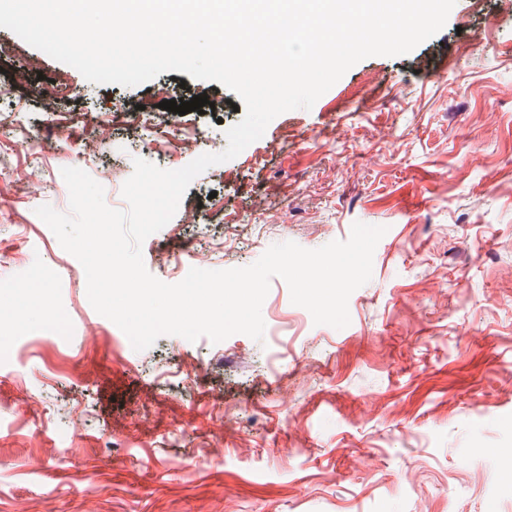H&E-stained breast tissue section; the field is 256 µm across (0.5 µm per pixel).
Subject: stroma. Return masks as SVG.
<instances>
[{
  "mask_svg": "<svg viewBox=\"0 0 512 512\" xmlns=\"http://www.w3.org/2000/svg\"><path fill=\"white\" fill-rule=\"evenodd\" d=\"M0 51V83L16 88L6 121L53 129L126 105L156 115L113 126L93 155L88 125L42 158L17 144L0 161V195L27 175L0 223V254L26 256L0 266L16 284L0 317L28 313L0 341V512H512V0H456L410 53L359 61L311 109L280 114L196 177L179 216L144 241L147 270L174 284L159 249L186 270H223L276 243L316 249L357 222L385 227L347 327L314 324L276 277L259 341L164 335L134 350L35 213L68 212L65 167L97 179L132 173L137 157L179 169L222 152L238 95L181 71L97 85L5 28ZM44 78L73 97L45 110ZM184 94L216 107L158 114ZM176 127L198 131V150L144 149ZM185 211L204 223L183 224ZM211 238L224 249L202 248Z\"/></svg>",
  "mask_w": 512,
  "mask_h": 512,
  "instance_id": "35a3bbf8",
  "label": "stroma"
}]
</instances>
